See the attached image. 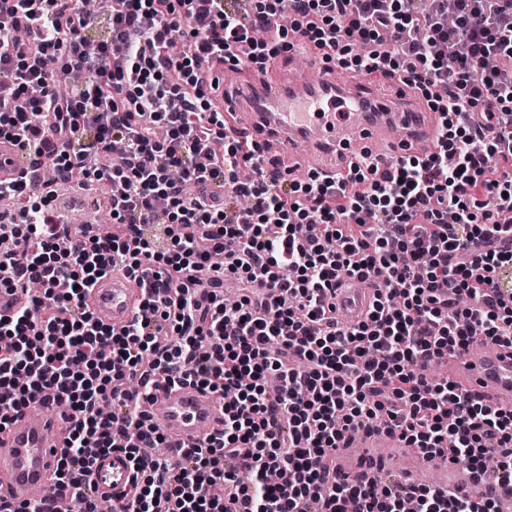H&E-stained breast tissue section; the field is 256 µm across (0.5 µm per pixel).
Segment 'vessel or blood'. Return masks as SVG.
Returning a JSON list of instances; mask_svg holds the SVG:
<instances>
[{"instance_id": "1", "label": "vessel or blood", "mask_w": 512, "mask_h": 512, "mask_svg": "<svg viewBox=\"0 0 512 512\" xmlns=\"http://www.w3.org/2000/svg\"><path fill=\"white\" fill-rule=\"evenodd\" d=\"M309 66L314 79L262 77L247 82L240 93L221 99L224 111L235 119L224 130L226 139L258 144L265 157L291 156L305 144L313 157L342 155V166L327 168V175L344 176L350 165L373 159L388 168L408 154L434 151L440 129L438 113L428 106L405 110L393 104L375 112H357L352 105L375 86L389 85L402 95L401 82L378 74L353 80L337 79L323 57L313 55ZM32 159L17 139H0V184L8 186L30 178ZM374 285L343 276L336 281V320L351 326L363 320L374 300ZM145 290L123 272L112 271L90 288L88 300L96 317L122 329L139 313ZM29 297L18 288L0 287V316L9 317L27 306ZM451 383L480 397L484 403L512 408V348L482 340L445 357ZM64 408L52 397L36 395L21 413L12 414L0 432V499L19 504L43 495L55 482L58 461L66 451ZM150 423L167 436L171 455L202 445L224 425V402L210 389L192 385L158 387L149 402ZM332 466L342 478L380 481L391 478L416 486L429 483L437 472V485L468 493L471 473L446 459L429 460L403 448L397 436L379 433L352 436L346 447L332 455ZM91 481L100 498L128 491L133 472L124 453L98 456Z\"/></svg>"}]
</instances>
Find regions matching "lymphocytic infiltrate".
<instances>
[{
    "mask_svg": "<svg viewBox=\"0 0 512 512\" xmlns=\"http://www.w3.org/2000/svg\"><path fill=\"white\" fill-rule=\"evenodd\" d=\"M108 33L70 0H0V138H20L57 182L116 184L114 231L67 245L48 183L0 188V285L41 292L0 322V406L55 389L69 407L56 479L98 512L95 453L122 451L133 494L112 512H499L495 497L342 481L328 459L350 433L385 428L424 456L490 473L512 494V409L425 371L477 339L512 343V0H100ZM35 42H16L21 22ZM382 70L442 116L436 150L386 170L292 180L224 139L206 72L247 69L293 42ZM110 157L106 168L97 158ZM248 166L252 182L237 171ZM221 192L202 198L201 183ZM176 255H169V248ZM122 265L149 277L122 330L85 302ZM374 281L365 320L337 326L339 276ZM243 294L225 305V279ZM225 393L224 426L178 458L129 379Z\"/></svg>",
    "mask_w": 512,
    "mask_h": 512,
    "instance_id": "lymphocytic-infiltrate-1",
    "label": "lymphocytic infiltrate"
}]
</instances>
